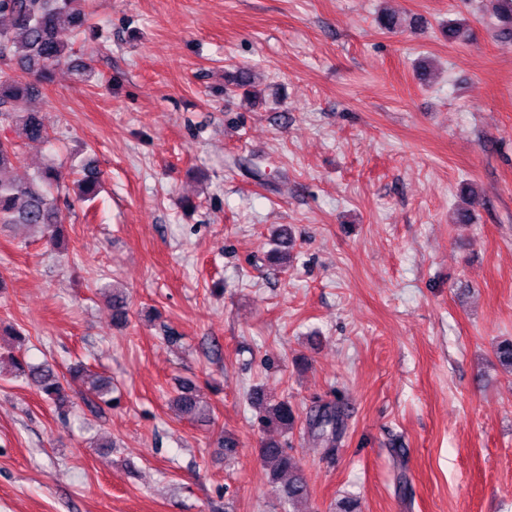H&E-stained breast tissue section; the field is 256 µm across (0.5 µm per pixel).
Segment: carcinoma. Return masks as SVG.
Wrapping results in <instances>:
<instances>
[{
  "mask_svg": "<svg viewBox=\"0 0 512 512\" xmlns=\"http://www.w3.org/2000/svg\"><path fill=\"white\" fill-rule=\"evenodd\" d=\"M86 0H0V14L11 17V25L0 28V124L20 122L25 139L30 143L45 144L50 140L49 127L44 116L32 108L41 96L42 88L52 81L54 72L71 61L73 44L89 21L84 9ZM482 11L499 23V36L512 39V0H481ZM19 145L0 141V224H22L40 229L43 237L54 248L63 238L64 218L55 204L54 190L70 178L71 172L53 163L37 170L21 181L13 176ZM73 184L78 198L94 199L102 178V171L92 159L85 160L76 172ZM16 372L30 380L37 391L58 406L69 403L64 386L65 376L50 364H29L17 357L11 358ZM90 392L100 402L112 404V383L103 376L92 382ZM251 404L259 409L258 423L267 432L272 428L284 435L294 428L296 414L285 399L266 407L262 392H254ZM178 411L190 420L210 422L199 405L195 388L182 385L172 399ZM343 423L341 411L324 406L310 415L311 432L325 442L336 439ZM259 455L270 466L276 479L288 475L280 486L281 498L288 512H306L310 488L296 458L290 454L288 442L281 438L262 440Z\"/></svg>",
  "mask_w": 512,
  "mask_h": 512,
  "instance_id": "cac0c4a2",
  "label": "carcinoma"
}]
</instances>
